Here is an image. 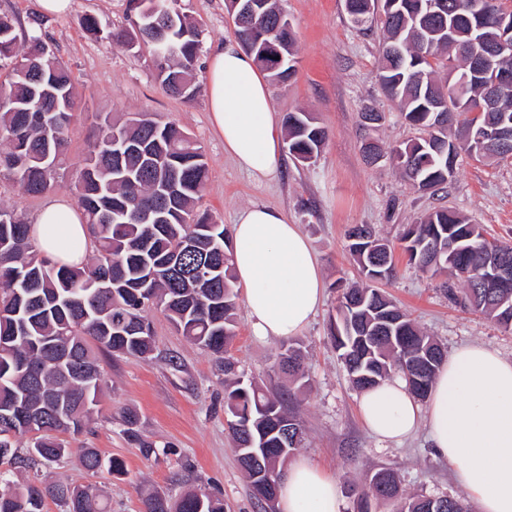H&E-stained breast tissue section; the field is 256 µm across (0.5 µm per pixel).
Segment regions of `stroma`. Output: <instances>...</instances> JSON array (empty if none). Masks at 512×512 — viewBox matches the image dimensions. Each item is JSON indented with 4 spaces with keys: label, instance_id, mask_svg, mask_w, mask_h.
<instances>
[{
    "label": "stroma",
    "instance_id": "obj_1",
    "mask_svg": "<svg viewBox=\"0 0 512 512\" xmlns=\"http://www.w3.org/2000/svg\"><path fill=\"white\" fill-rule=\"evenodd\" d=\"M283 5L297 36V64L289 82L273 85L274 110L281 115L300 108L314 112L328 139L314 162L285 159L278 177L260 187L225 155L224 143L209 123L205 94L190 102L169 95L147 53L116 40V33L130 28V0H73L71 11L59 16L42 14L37 0H0V15L13 20L18 37L41 33L78 87L66 169L56 195L75 200L72 172L88 149L99 114L120 118L146 112L159 121L176 122L202 146L209 179L200 208L218 223L231 226L241 208L257 202L282 209L301 226L324 278V300L316 317L291 340H261L251 332L244 303H237L236 336L228 352L246 377L273 392L290 391L288 404L306 429L296 454L336 476L341 512H354L358 494L368 491L371 475L382 468L395 473L404 494L464 496L452 466L430 447L426 430L403 444L385 445L365 429L358 414L359 393L330 339V321L336 316L338 282L359 278L345 250V233L352 225H374L394 241L404 225L445 206L481 225L488 237L512 241V158L494 163L463 159L453 180L434 195L414 189L390 160L365 164L361 113H385L374 132L384 143L398 145L419 135L379 86V24L354 26L344 0H284ZM175 7L199 27L201 57H208L218 43L235 41L225 0H177ZM87 16L99 20L100 33L83 29L80 21ZM444 281V276L419 272L401 256L397 275L385 289L445 350L473 342L512 357V330L449 299ZM149 317L155 331L149 359L102 355L106 387L94 422L65 438L72 457L14 467L13 480L89 486L111 512H145V500L156 492L176 500L189 490L215 488L224 499V512H261L226 425L219 363L188 343L163 313L154 310ZM291 343L304 354L308 380L302 386L271 370L277 354ZM173 356L180 368H172ZM130 412L138 418L141 439L156 445V457L143 458L127 436L124 419ZM82 448L122 460V472L84 471L75 455Z\"/></svg>",
    "mask_w": 512,
    "mask_h": 512
}]
</instances>
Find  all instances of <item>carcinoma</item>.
Returning <instances> with one entry per match:
<instances>
[{"instance_id": "1", "label": "carcinoma", "mask_w": 512, "mask_h": 512, "mask_svg": "<svg viewBox=\"0 0 512 512\" xmlns=\"http://www.w3.org/2000/svg\"><path fill=\"white\" fill-rule=\"evenodd\" d=\"M136 19L122 35L134 49L148 48L149 61L165 91L184 101L198 93L196 82L200 33L170 0H131ZM423 0H384L391 18L380 23L378 80L397 103L409 125L425 136L391 150L403 176L420 191L444 188L455 174L459 157H509L466 137L476 123L486 129L512 128V41L488 63L507 82L496 106L466 119L448 135V119L433 111L434 94L446 95L454 110L472 111L483 85L457 83L476 52L496 46L503 28H512V10L501 0H448L443 17L428 18ZM259 13L270 22L283 14L279 0H258ZM245 52L273 82H286L296 64L293 28ZM0 177L22 193L51 191L66 162L69 127L76 112V87L68 70L52 56L42 36L32 33L18 45L12 22L0 17ZM288 153L303 163L323 150L327 131L314 113L285 117ZM133 144L115 159L110 143ZM202 147L174 122L145 113L115 120L99 117L97 133L79 168L75 189L79 207L93 232L95 251L84 263L52 261L30 237V225L14 211L0 207V465L37 459L59 462L68 448L60 433H79L95 415L103 378L97 352L146 360L153 351L148 313L160 310L192 344L215 355L229 376L224 392L228 429L260 506L277 498L280 474L302 445L304 431L290 414L285 398L253 381L234 377L236 361L228 347L236 336V292L231 274V243L224 225L198 204L207 181ZM347 247L365 284L342 289L331 340L350 381L362 391L396 370L408 388L425 399L447 357L386 293L375 287L397 274L394 248L372 227L349 228ZM401 249L410 265L424 273L446 270L462 287L448 296L512 329V279L489 288L477 287L483 255L489 245L483 228L464 215L439 207L405 225ZM280 366L304 378L300 349L288 347ZM296 440L284 443L283 428ZM29 436L25 454L15 444ZM256 451L271 474L269 488L256 487L247 453ZM78 463L88 472H118L122 463L84 448ZM370 489L382 500L398 502V512H437L425 496L405 497L394 473L377 471ZM64 512H107L99 493L71 483L41 488L27 484L0 493V512H44L46 497ZM146 512H224V500L212 493L189 492L172 504L161 495L147 499Z\"/></svg>"}]
</instances>
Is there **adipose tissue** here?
I'll list each match as a JSON object with an SVG mask.
<instances>
[{
	"label": "adipose tissue",
	"instance_id": "ef3b65f1",
	"mask_svg": "<svg viewBox=\"0 0 512 512\" xmlns=\"http://www.w3.org/2000/svg\"><path fill=\"white\" fill-rule=\"evenodd\" d=\"M206 75L209 120L225 154L254 181L275 176L283 164V128L264 74L236 44L223 42L210 52ZM31 235L61 264L84 261L92 242L83 212L58 197L37 214ZM231 255L254 334H301L322 304L324 281L299 225L281 211L247 206L232 227ZM358 406L382 442H402L426 426L432 448L453 464L459 486L480 512H512V358L464 344L437 372L426 402L395 374L361 391ZM340 505L336 478L306 459L290 463L279 480V512H340Z\"/></svg>",
	"mask_w": 512,
	"mask_h": 512
}]
</instances>
